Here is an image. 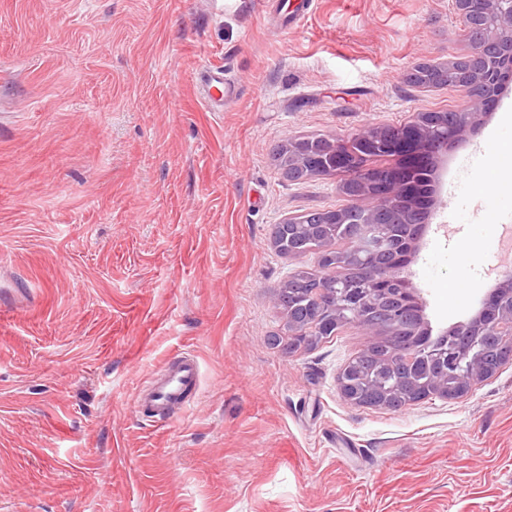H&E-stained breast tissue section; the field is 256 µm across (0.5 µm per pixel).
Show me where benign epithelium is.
<instances>
[{"mask_svg":"<svg viewBox=\"0 0 512 512\" xmlns=\"http://www.w3.org/2000/svg\"><path fill=\"white\" fill-rule=\"evenodd\" d=\"M493 12L501 20V27L494 28L493 35L484 36L479 41L471 42L469 59L478 72V77L465 84L467 93L466 111L459 113V119L453 132L445 133L435 139L433 132L440 121L426 119L422 116L403 128L391 132L369 128L360 131L348 140L330 141V149L325 154H317L301 149V154L294 157L296 166L311 177L322 176L328 170L337 174L345 173L350 177L360 173L358 192L352 197V204L360 206L364 197H374L380 208L362 207L363 222L358 233L349 241L372 257L389 251V237L385 223L392 214L399 199L410 192L411 183L406 177L408 170L414 166H424L432 173H437L440 163L448 149L459 142L462 136L475 132L483 118L491 112L498 101V92L512 82V0H491ZM366 156H387L398 159V164L391 167L364 171L354 167L355 160ZM431 216V208L417 210L413 235L408 243L407 260L397 266H382L364 270V276L372 284L383 281L408 282L404 271L419 250V243L425 235ZM323 287L336 290V311L343 305V277L332 273L327 268L318 273ZM407 294L413 309L407 312L406 319L413 330L425 325L424 311L426 301L421 292L408 288ZM345 323L361 330L367 336L378 334V323L362 317L357 310L343 312V317L336 319V324ZM499 327L487 319V305L481 303L476 313L466 322L448 328V334L454 336L466 355H474L476 363L467 364L465 379L470 384H477L489 377V367L477 355L479 336H489Z\"/></svg>","mask_w":512,"mask_h":512,"instance_id":"obj_1","label":"benign epithelium"}]
</instances>
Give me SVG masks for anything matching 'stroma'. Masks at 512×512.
I'll return each instance as SVG.
<instances>
[{"mask_svg": "<svg viewBox=\"0 0 512 512\" xmlns=\"http://www.w3.org/2000/svg\"><path fill=\"white\" fill-rule=\"evenodd\" d=\"M469 51L455 0H0V512H512V363L355 406L338 377L368 337L288 352L274 298L318 255L273 225L349 200L273 149L462 109L409 74ZM505 112L512 84L444 159L408 268L436 334L503 271ZM179 354L200 386L159 428L136 395ZM201 94L206 105L213 109H224V95L231 93L224 84V72L211 67L202 69Z\"/></svg>", "mask_w": 512, "mask_h": 512, "instance_id": "obj_1", "label": "stroma"}]
</instances>
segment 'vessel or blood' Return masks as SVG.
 <instances>
[{"label":"vessel or blood","instance_id":"vessel-or-blood-1","mask_svg":"<svg viewBox=\"0 0 512 512\" xmlns=\"http://www.w3.org/2000/svg\"><path fill=\"white\" fill-rule=\"evenodd\" d=\"M230 90L224 84L222 71L206 67L202 70L201 94L206 105L223 109L224 98ZM200 380V367L191 356L183 355L165 368L160 378L140 395L137 406L149 413L155 423L165 425L181 413L187 402L188 393Z\"/></svg>","mask_w":512,"mask_h":512}]
</instances>
